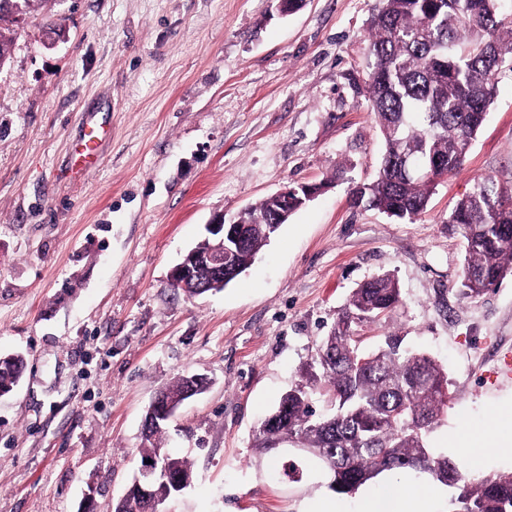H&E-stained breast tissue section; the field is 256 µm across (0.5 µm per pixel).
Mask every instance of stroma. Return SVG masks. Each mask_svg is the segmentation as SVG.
I'll return each instance as SVG.
<instances>
[{
    "label": "stroma",
    "instance_id": "1",
    "mask_svg": "<svg viewBox=\"0 0 512 512\" xmlns=\"http://www.w3.org/2000/svg\"><path fill=\"white\" fill-rule=\"evenodd\" d=\"M40 0L0 68V354L20 353L0 397V512H112L135 477L147 407L178 377L208 389L169 422L192 483L166 512H303L330 497L316 463L273 479L254 432L298 379L351 292L393 275L403 302L366 329L399 332L448 374L430 436L512 419V275L474 301L458 282L448 215L477 178L512 184V71L462 169L414 222L353 206L383 138L370 110L368 36L379 0ZM67 30L50 43L49 23ZM111 126L99 162L70 170L88 114ZM327 183L251 267L190 298L172 268L214 215L284 186Z\"/></svg>",
    "mask_w": 512,
    "mask_h": 512
}]
</instances>
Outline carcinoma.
<instances>
[{
	"label": "carcinoma",
	"instance_id": "cac0c4a2",
	"mask_svg": "<svg viewBox=\"0 0 512 512\" xmlns=\"http://www.w3.org/2000/svg\"><path fill=\"white\" fill-rule=\"evenodd\" d=\"M15 19L0 14V66L8 61ZM373 58L368 94L384 138L378 175L352 190L365 205L414 220L440 180L459 172L512 66V0H379L371 24ZM283 204L270 197L248 209L244 238L232 244L246 270L279 231L269 223ZM448 224L465 243L459 295L476 300L512 274V186L490 177L474 181ZM208 242L183 257L202 265ZM401 303L389 274L356 288L327 336L299 370L256 431L261 455L288 439L305 459L317 460L328 488L348 495L378 475L418 472L456 489L448 512H512V472L472 476L459 457L437 454L428 437L450 399L448 376L432 357L403 347L391 333L368 350L359 331ZM24 360L0 364V387L20 381ZM166 419L145 435L142 460L162 450ZM142 486L131 483L113 512H141Z\"/></svg>",
	"mask_w": 512,
	"mask_h": 512
}]
</instances>
